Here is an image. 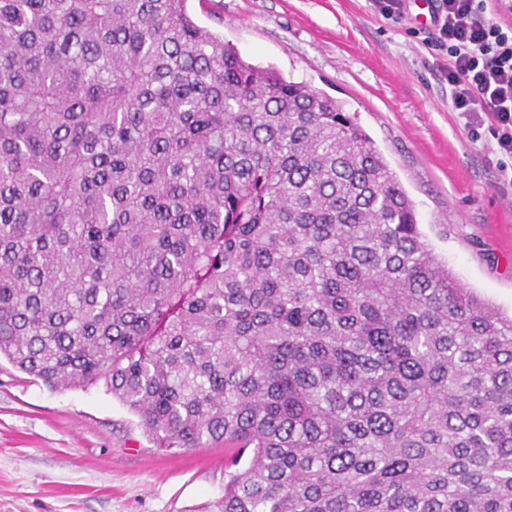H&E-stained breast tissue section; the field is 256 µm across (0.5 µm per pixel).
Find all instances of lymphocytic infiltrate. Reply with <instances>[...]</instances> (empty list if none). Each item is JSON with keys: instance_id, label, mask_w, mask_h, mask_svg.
Here are the masks:
<instances>
[{"instance_id": "f902f5d3", "label": "lymphocytic infiltrate", "mask_w": 512, "mask_h": 512, "mask_svg": "<svg viewBox=\"0 0 512 512\" xmlns=\"http://www.w3.org/2000/svg\"><path fill=\"white\" fill-rule=\"evenodd\" d=\"M486 11V0H439L427 44L446 57L438 77L453 111L486 127L512 157V25Z\"/></svg>"}]
</instances>
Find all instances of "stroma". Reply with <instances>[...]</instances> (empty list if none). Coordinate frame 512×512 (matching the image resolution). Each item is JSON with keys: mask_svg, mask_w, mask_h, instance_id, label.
<instances>
[{"mask_svg": "<svg viewBox=\"0 0 512 512\" xmlns=\"http://www.w3.org/2000/svg\"><path fill=\"white\" fill-rule=\"evenodd\" d=\"M197 22L247 62L336 99L412 200L457 279L512 311V180L489 135L474 137L437 77L428 28L407 4L219 0ZM224 494V445L163 452L104 387L49 391L0 363V512H207Z\"/></svg>", "mask_w": 512, "mask_h": 512, "instance_id": "stroma-1", "label": "stroma"}]
</instances>
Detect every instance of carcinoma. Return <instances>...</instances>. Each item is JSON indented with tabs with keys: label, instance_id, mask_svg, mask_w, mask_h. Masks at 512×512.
<instances>
[{
	"label": "carcinoma",
	"instance_id": "cac0c4a2",
	"mask_svg": "<svg viewBox=\"0 0 512 512\" xmlns=\"http://www.w3.org/2000/svg\"><path fill=\"white\" fill-rule=\"evenodd\" d=\"M2 358L224 443L213 512H512V314L187 0H0Z\"/></svg>",
	"mask_w": 512,
	"mask_h": 512
}]
</instances>
